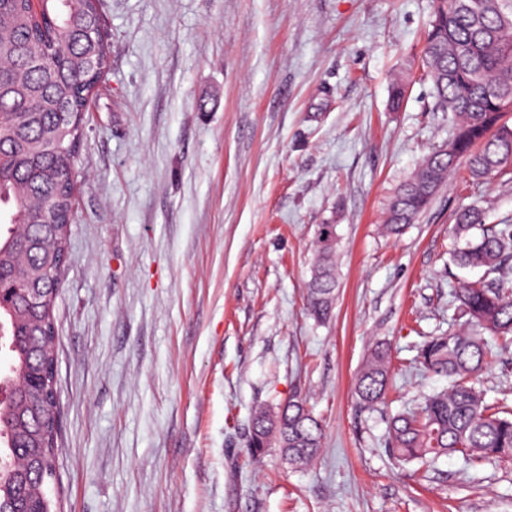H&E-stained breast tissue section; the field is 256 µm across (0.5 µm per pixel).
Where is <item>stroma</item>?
I'll list each match as a JSON object with an SVG mask.
<instances>
[{
	"label": "stroma",
	"mask_w": 512,
	"mask_h": 512,
	"mask_svg": "<svg viewBox=\"0 0 512 512\" xmlns=\"http://www.w3.org/2000/svg\"><path fill=\"white\" fill-rule=\"evenodd\" d=\"M433 0H102L110 38L75 153L53 310L60 512H512V463L397 462L391 414L442 390L425 337L458 328L456 212L512 223V181L459 164L398 235L399 184L443 148L422 55ZM406 81L398 109L395 79ZM336 305L305 294L323 224ZM391 343L385 403L359 367ZM305 397L322 453L248 462L252 412Z\"/></svg>",
	"instance_id": "stroma-1"
}]
</instances>
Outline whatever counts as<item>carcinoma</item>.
I'll return each mask as SVG.
<instances>
[{"mask_svg":"<svg viewBox=\"0 0 512 512\" xmlns=\"http://www.w3.org/2000/svg\"><path fill=\"white\" fill-rule=\"evenodd\" d=\"M101 0H0V205L12 206L0 231V278L5 294L22 285L24 267L54 304L59 287L58 225L70 221L75 203L74 149L84 129L87 103L103 79L109 35L101 27ZM422 65L443 112L456 123L448 144L428 155L396 192L385 229L396 234L423 212L466 161L484 179L512 167V0H434ZM452 260L483 269L490 280L464 282L455 290L461 327L429 337L418 362L448 378V387L392 416L388 445L405 463L422 465L457 452L476 461L512 459V410L490 404L479 376L491 352L486 335L512 346V224H484V212L455 214ZM336 225L320 226L306 310L327 320L336 297ZM0 349L13 356L0 375V505L5 512H53L46 486L54 477L56 393L47 384L18 385L34 366L48 370L53 336L44 308L21 303L0 312ZM392 353L378 343L357 376L360 404L385 399ZM324 431L300 396L252 415L247 454L257 461L276 447L291 466L313 463Z\"/></svg>","mask_w":512,"mask_h":512,"instance_id":"cac0c4a2","label":"carcinoma"}]
</instances>
